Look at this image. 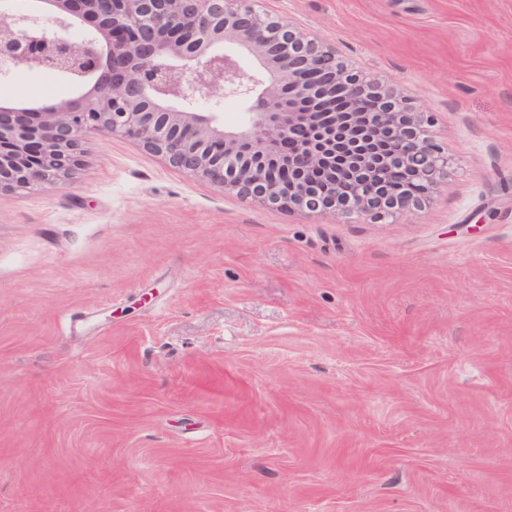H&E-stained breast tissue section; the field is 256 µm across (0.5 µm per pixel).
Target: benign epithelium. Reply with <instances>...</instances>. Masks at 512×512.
I'll use <instances>...</instances> for the list:
<instances>
[{
  "mask_svg": "<svg viewBox=\"0 0 512 512\" xmlns=\"http://www.w3.org/2000/svg\"><path fill=\"white\" fill-rule=\"evenodd\" d=\"M45 4L49 22L0 5V76L47 73L77 93L0 106V189L62 184L90 134L136 141L242 200L347 222L411 211L448 178L422 108L253 0ZM226 99L248 104L244 124L217 123ZM384 170L414 189L390 190L378 177Z\"/></svg>",
  "mask_w": 512,
  "mask_h": 512,
  "instance_id": "obj_1",
  "label": "benign epithelium"
}]
</instances>
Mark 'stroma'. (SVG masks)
<instances>
[{"instance_id": "1", "label": "stroma", "mask_w": 512, "mask_h": 512, "mask_svg": "<svg viewBox=\"0 0 512 512\" xmlns=\"http://www.w3.org/2000/svg\"><path fill=\"white\" fill-rule=\"evenodd\" d=\"M260 7L430 112L447 180L346 223L92 134L0 191V512H512V0Z\"/></svg>"}]
</instances>
